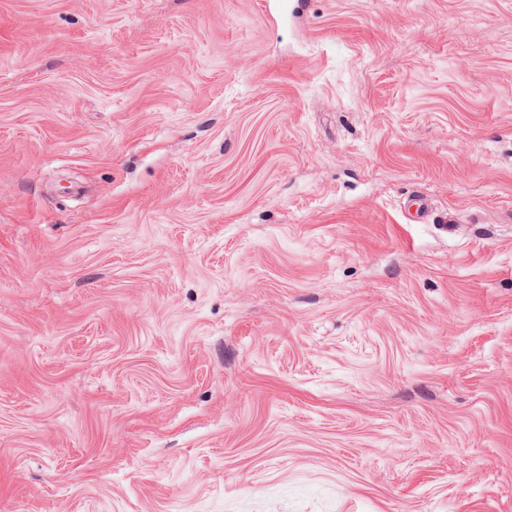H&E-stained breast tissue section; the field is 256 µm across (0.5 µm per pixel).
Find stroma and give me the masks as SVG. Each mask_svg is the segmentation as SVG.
<instances>
[{
  "instance_id": "stroma-1",
  "label": "stroma",
  "mask_w": 512,
  "mask_h": 512,
  "mask_svg": "<svg viewBox=\"0 0 512 512\" xmlns=\"http://www.w3.org/2000/svg\"><path fill=\"white\" fill-rule=\"evenodd\" d=\"M277 2L0 0V512H512V0Z\"/></svg>"
}]
</instances>
